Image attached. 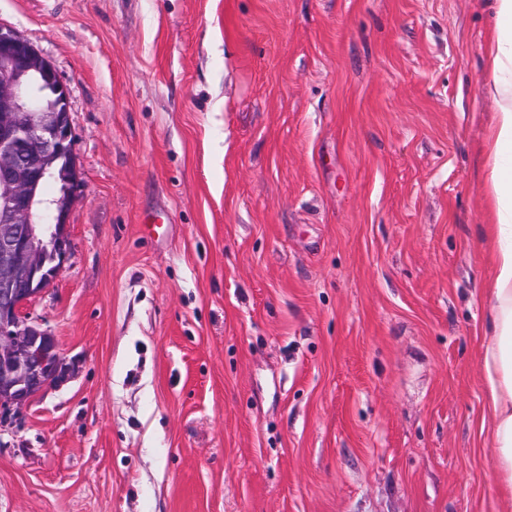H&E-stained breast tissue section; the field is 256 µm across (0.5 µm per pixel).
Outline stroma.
<instances>
[{
	"label": "stroma",
	"mask_w": 512,
	"mask_h": 512,
	"mask_svg": "<svg viewBox=\"0 0 512 512\" xmlns=\"http://www.w3.org/2000/svg\"><path fill=\"white\" fill-rule=\"evenodd\" d=\"M490 15L0 0L70 89L80 168L30 307L74 371L0 424V512H500Z\"/></svg>",
	"instance_id": "stroma-1"
}]
</instances>
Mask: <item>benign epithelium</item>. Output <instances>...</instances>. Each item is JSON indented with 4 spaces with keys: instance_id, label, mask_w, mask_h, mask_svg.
I'll list each match as a JSON object with an SVG mask.
<instances>
[{
    "instance_id": "7a95c632",
    "label": "benign epithelium",
    "mask_w": 512,
    "mask_h": 512,
    "mask_svg": "<svg viewBox=\"0 0 512 512\" xmlns=\"http://www.w3.org/2000/svg\"><path fill=\"white\" fill-rule=\"evenodd\" d=\"M49 90L53 100L42 103ZM70 89L52 62L0 26V410L27 405L67 380L56 337L28 308L55 278L68 249L73 189ZM60 183L58 194L45 191Z\"/></svg>"
}]
</instances>
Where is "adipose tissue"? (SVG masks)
<instances>
[{"mask_svg":"<svg viewBox=\"0 0 512 512\" xmlns=\"http://www.w3.org/2000/svg\"><path fill=\"white\" fill-rule=\"evenodd\" d=\"M484 52L497 108L486 135L493 274L482 336L486 413L480 427L490 435L497 490L507 512H512V0H496L493 31Z\"/></svg>","mask_w":512,"mask_h":512,"instance_id":"1","label":"adipose tissue"}]
</instances>
